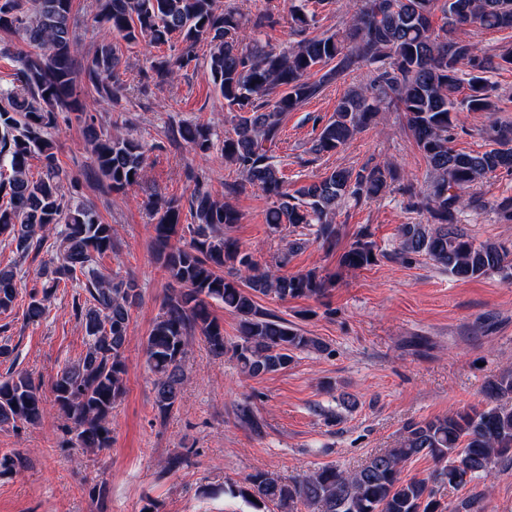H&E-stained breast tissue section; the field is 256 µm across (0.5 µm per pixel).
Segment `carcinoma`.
<instances>
[{
    "label": "carcinoma",
    "mask_w": 512,
    "mask_h": 512,
    "mask_svg": "<svg viewBox=\"0 0 512 512\" xmlns=\"http://www.w3.org/2000/svg\"><path fill=\"white\" fill-rule=\"evenodd\" d=\"M74 0H0V54L14 62L11 81L0 87V237L10 239L19 259L38 252L49 235L54 250L45 280L33 286L24 312L38 322L45 302L60 284L80 292L73 301L87 349L65 364L50 382L53 404L70 422L78 447L101 452L112 447V412L126 394L125 348L131 309L141 294L131 277L109 271L104 258L118 252L112 225L89 205L66 197L64 185L76 187L61 165L50 137L59 115L73 114L90 141L98 182L113 193L143 184L147 147L119 132L97 129L87 101L77 95L84 83L97 97L120 99L118 45L147 41L162 46L177 37V56L151 61L149 78L163 81L195 60L194 46L210 45L211 82L231 111L233 134L224 137V161L247 185L273 199L265 223L273 228L302 224L314 228L322 244L336 245V217L343 204L380 197L395 179L392 169L369 162L332 170L319 181L289 192L275 162L282 120L321 90L354 69H370L369 84L351 87L338 100L333 116L311 141L317 155L344 148L368 129L379 113H404L416 147L428 165L425 185L404 186L408 206L425 223L403 224L393 256L404 262L424 256L448 274L473 280L497 274L512 283V250L497 242H476L462 225L469 208L486 202L465 191L499 173L512 174V127L490 126L488 147L467 153L452 146L453 131L466 112H493L495 89L486 74L512 69V50L487 54L454 36L466 26L512 31V0H361L341 31L311 35L315 13H290L298 40L275 48L260 38L275 20L266 14L245 17L218 0H97V22L104 37L92 56L76 58ZM443 15L441 31L433 26ZM29 46L25 51L16 42ZM173 136L207 154L214 148L207 124L178 126ZM41 163L29 177L31 160ZM147 205L154 221L151 247L173 290L146 337L145 355L153 375L154 406L166 417L180 399L184 359L193 336H201L217 358L229 353L243 372L258 378L288 368L299 352H322L313 336L261 308L256 297L318 298L333 278L318 269L288 275L262 269L253 255L224 234L242 213L196 184L188 199L191 223H181L180 199L154 192ZM371 233L363 229L339 258L359 269L378 260ZM19 296L14 266L0 267V313L14 309ZM218 301L238 318L237 340L224 337V325L210 302ZM43 382L26 372L0 379V427L36 425L46 414ZM486 403L449 412L405 427L398 448L373 454L360 468L326 465L300 481L285 483L256 472L229 491L257 504L294 512H448L437 498L439 487L458 488L492 474L499 461L512 458V370L489 378ZM429 457L435 469L426 479L406 480L402 468Z\"/></svg>",
    "instance_id": "1"
}]
</instances>
